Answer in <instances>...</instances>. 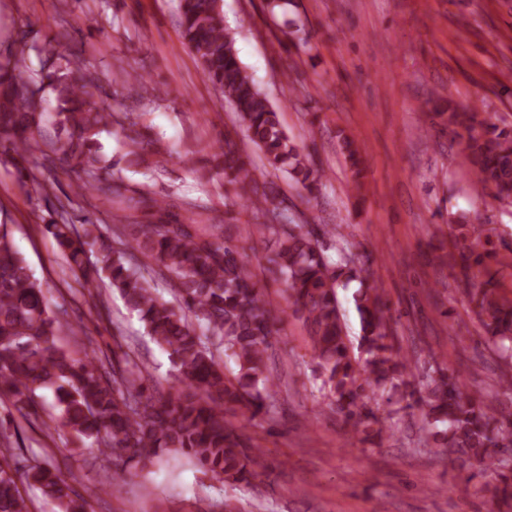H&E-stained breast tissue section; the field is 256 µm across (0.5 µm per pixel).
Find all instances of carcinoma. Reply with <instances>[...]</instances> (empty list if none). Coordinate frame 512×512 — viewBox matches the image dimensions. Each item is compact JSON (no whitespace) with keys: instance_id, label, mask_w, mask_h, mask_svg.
<instances>
[{"instance_id":"carcinoma-1","label":"carcinoma","mask_w":512,"mask_h":512,"mask_svg":"<svg viewBox=\"0 0 512 512\" xmlns=\"http://www.w3.org/2000/svg\"><path fill=\"white\" fill-rule=\"evenodd\" d=\"M178 25L185 45L204 74L235 112L239 126L262 153L269 167L309 193L325 173L315 168L282 128L276 107L256 85L235 50V33L224 26L217 0H178ZM40 40V31L20 28L14 50L0 58V153L8 156L18 179L48 203L54 217L41 225L65 262V271L87 292L97 295L108 280L127 307L145 324L147 335L168 353L174 367L168 389L145 394L144 369L134 351L116 340L112 369H107L79 332L50 307L43 288L16 249L6 229L0 230V396L25 420L36 412L39 392L53 391L59 413L56 429L91 439L102 455L126 459L143 468L164 454L189 458L226 483L249 480L260 458L247 447L231 418L252 420L267 413L277 390L271 377L269 351L285 313L299 319L310 342L321 380L320 391L354 434L367 438L383 432L382 418L368 406V393L386 394L387 418L406 409L418 412L440 454L454 457L461 470L477 462L453 487L471 494L470 483L486 477L481 491L487 512L512 508V465L496 449L512 448V296L503 292L501 272L512 269V248L501 255L483 224L460 217L453 233L451 259H459L463 293L482 330L485 343L499 361L496 389L470 391L459 370L435 364L423 392L405 402L406 378L416 363L394 336L391 307L383 289L369 282L366 269L346 255L326 253L319 234L303 224L263 221L279 209L273 190L260 188L248 154L229 137L219 146L221 164L204 169L200 178H224L232 186L227 225L206 224L199 205L187 203L186 217L165 220L168 205H150L156 221L144 224L132 214L135 189L122 170L102 163L99 137L112 127V105L81 52L69 44L46 43L40 69L23 68L25 49ZM126 135L128 154L163 167L158 141L135 129ZM448 128L463 139L473 171L474 189L490 190L499 200H512V126L488 122L480 112L452 110ZM345 159L353 171V191L360 195L363 160L354 142L341 134ZM60 161L77 176L75 194H100L113 209L115 227L105 235L92 217L68 215L70 196L50 202L45 184L31 171L28 157ZM253 211L257 226L274 238L270 253L259 255L215 233L230 228L232 207ZM98 250L102 264L90 260ZM268 269L286 285V306L273 304L258 286L254 265ZM164 278L177 302L158 295L156 279ZM360 288L353 302L360 318L357 342L349 338L338 290L353 281ZM235 369L224 371L218 353ZM33 481L57 512H86L88 500L60 473L48 467L22 470L0 433V512H28L19 484Z\"/></svg>"}]
</instances>
